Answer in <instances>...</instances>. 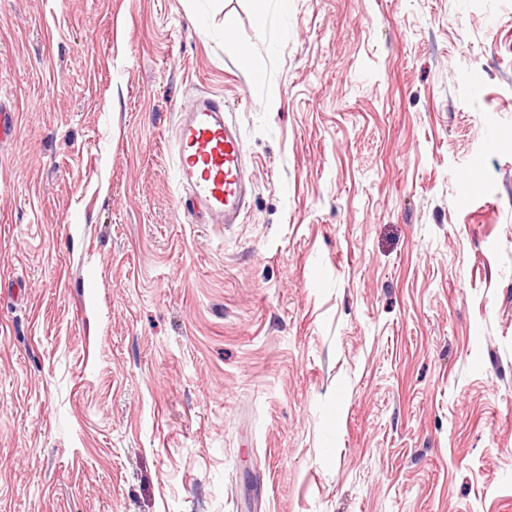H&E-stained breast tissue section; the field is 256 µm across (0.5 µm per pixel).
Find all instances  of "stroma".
I'll return each instance as SVG.
<instances>
[{"label": "stroma", "mask_w": 512, "mask_h": 512, "mask_svg": "<svg viewBox=\"0 0 512 512\" xmlns=\"http://www.w3.org/2000/svg\"><path fill=\"white\" fill-rule=\"evenodd\" d=\"M255 7L0 0V512H512V0ZM174 139L178 186L186 193L179 202L207 217L208 224L243 222L249 179L242 166L244 143L224 116V97H200L180 112Z\"/></svg>", "instance_id": "obj_1"}]
</instances>
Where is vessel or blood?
Returning <instances> with one entry per match:
<instances>
[{
	"instance_id": "vessel-or-blood-1",
	"label": "vessel or blood",
	"mask_w": 512,
	"mask_h": 512,
	"mask_svg": "<svg viewBox=\"0 0 512 512\" xmlns=\"http://www.w3.org/2000/svg\"><path fill=\"white\" fill-rule=\"evenodd\" d=\"M174 139L184 205L212 224L243 222L248 212L244 143L234 122L224 114L223 97H200L189 110L181 112Z\"/></svg>"
}]
</instances>
